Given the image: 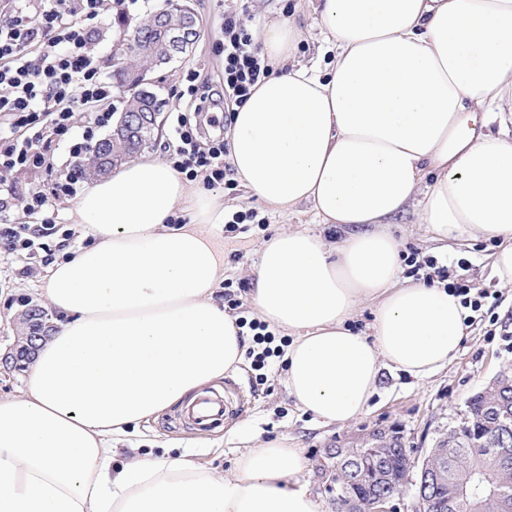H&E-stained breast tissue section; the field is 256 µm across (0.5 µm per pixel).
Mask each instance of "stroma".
Segmentation results:
<instances>
[{
  "instance_id": "1",
  "label": "stroma",
  "mask_w": 512,
  "mask_h": 512,
  "mask_svg": "<svg viewBox=\"0 0 512 512\" xmlns=\"http://www.w3.org/2000/svg\"><path fill=\"white\" fill-rule=\"evenodd\" d=\"M163 0H137L128 16L117 13L103 15L99 27L109 38L102 43L100 62L104 78L112 76L114 49L123 48L137 27L154 10L162 8ZM200 22V36L192 50L176 62L151 72L155 89L164 103L161 125L147 149L149 155L165 158V145L170 139V115L192 111L189 96L185 94L184 77L197 72L200 80L214 83L221 75L223 58L219 47L224 40L225 14H237L248 9L253 27H261L269 19L296 17L304 30V38L296 58L302 62L313 60L328 63L333 56L323 42L306 10L298 9L296 0H189ZM225 203L238 211L256 212L258 222L236 225L234 230L217 227L224 245L227 266L225 280L237 286V299L242 302L239 315L253 317L249 303L248 286L251 271L258 260L263 241L277 232L304 227L317 233H326L307 206L296 212L280 213L257 199L247 197L243 185L224 192ZM391 233L402 242L403 278H411L410 258L434 257L438 262L456 265L460 277L468 281L474 291H488L483 301L482 319L467 327L465 336L448 366L427 378H414L400 371H384L381 384L370 401L369 411L359 419L332 426H321L301 411L289 397L280 361H273L266 371L264 384H255L250 365H242L232 378L243 387L240 413L224 426L223 431L206 436L185 426L169 423L167 415L138 427L135 439L143 450L172 458L192 450L196 463L232 474L236 469L240 450L287 440L305 449L310 462L304 479L317 495L325 488L313 467L317 458L327 449L346 448L360 434L392 428L399 432L406 447L415 457H423L427 449L446 436L468 412V402L503 369H512V288L499 284L494 276L490 256L494 243L481 240L471 247H453L447 250L431 242L424 225L418 221L416 207H409L398 215L390 226ZM21 260L0 251V350L13 341L12 319L24 298L40 300L41 275L22 276Z\"/></svg>"
}]
</instances>
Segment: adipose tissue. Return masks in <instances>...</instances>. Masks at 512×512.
I'll use <instances>...</instances> for the list:
<instances>
[{
	"label": "adipose tissue",
	"mask_w": 512,
	"mask_h": 512,
	"mask_svg": "<svg viewBox=\"0 0 512 512\" xmlns=\"http://www.w3.org/2000/svg\"><path fill=\"white\" fill-rule=\"evenodd\" d=\"M334 50L327 71L294 61L295 19L266 22L277 66L236 107L230 162L250 197L309 205L342 231L263 242L259 320L290 338L289 396L324 426L360 418L382 369L416 378L456 354L466 310L439 283H400L390 220L409 203L432 240L496 242L512 286V0H309ZM224 195L142 157L93 181L71 210L85 245L48 270L56 329L17 395L0 398V512H325L304 449L240 452L233 474L190 456L117 463L118 442L237 370L248 338L224 307ZM190 212L189 223L169 217ZM371 335L352 329L361 305Z\"/></svg>",
	"instance_id": "obj_1"
}]
</instances>
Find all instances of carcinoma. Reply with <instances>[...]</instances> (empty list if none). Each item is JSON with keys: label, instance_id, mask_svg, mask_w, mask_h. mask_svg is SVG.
I'll list each match as a JSON object with an SVG mask.
<instances>
[{"label": "carcinoma", "instance_id": "1", "mask_svg": "<svg viewBox=\"0 0 512 512\" xmlns=\"http://www.w3.org/2000/svg\"><path fill=\"white\" fill-rule=\"evenodd\" d=\"M155 24L151 16L134 34L135 40L152 45L155 53L134 58L128 67L112 73L116 87L132 92L127 112H144L149 106L133 71L152 66L155 58L167 50ZM152 132L145 127L128 134L107 135L96 144L93 158L84 164L85 172L92 178L104 176L146 147ZM437 447L448 449V464L438 489V495L451 502L448 512H498L500 492L512 493V379L471 397L468 417L450 430ZM381 453L388 456L395 470L406 472L408 453L403 451L401 437H393L383 445ZM372 491L368 478L359 475L347 485L344 495L365 498Z\"/></svg>", "mask_w": 512, "mask_h": 512}]
</instances>
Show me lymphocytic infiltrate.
Wrapping results in <instances>:
<instances>
[{
  "mask_svg": "<svg viewBox=\"0 0 512 512\" xmlns=\"http://www.w3.org/2000/svg\"><path fill=\"white\" fill-rule=\"evenodd\" d=\"M127 0H0V117L12 120L18 137L0 146V247L25 258L45 250L46 238L61 230L47 210V197L38 185L18 194L8 176L13 170L43 166L52 138L69 131L77 108L87 107L112 95L105 81L97 48L94 22L105 11L125 7ZM224 95L243 103L251 88L270 73L244 16L224 18ZM108 113H96L93 126L68 146L72 164L59 184V192L75 196L83 182L78 161L92 146L97 128L106 126ZM172 139L166 145L168 159L186 179L204 177L206 186L225 184L231 169L224 162L225 143L217 139L201 144L200 125L185 113L171 120ZM22 201L32 214L42 217L36 226L17 225L10 211Z\"/></svg>",
  "mask_w": 512,
  "mask_h": 512,
  "instance_id": "obj_1",
  "label": "lymphocytic infiltrate"
}]
</instances>
